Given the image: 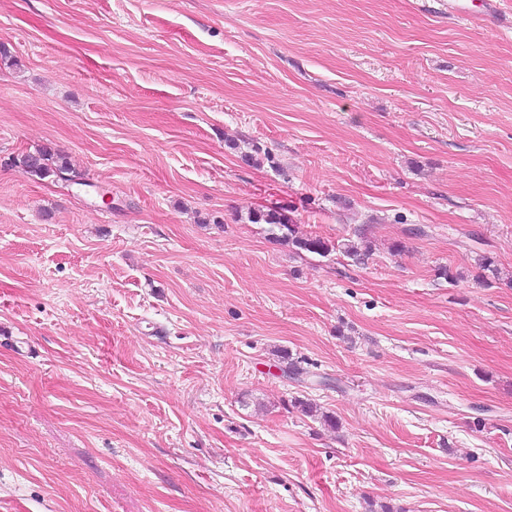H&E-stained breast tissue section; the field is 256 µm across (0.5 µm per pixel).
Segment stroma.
Wrapping results in <instances>:
<instances>
[{
	"label": "stroma",
	"mask_w": 512,
	"mask_h": 512,
	"mask_svg": "<svg viewBox=\"0 0 512 512\" xmlns=\"http://www.w3.org/2000/svg\"><path fill=\"white\" fill-rule=\"evenodd\" d=\"M479 2L0 0V512H512ZM15 163L20 165L30 174L39 178H57L62 180H71L79 177V174L72 169L66 157L61 154L52 153L49 149H39L32 153L21 154L16 157ZM247 219L252 224H267L270 230L274 232L275 228L281 232L278 239L287 241L298 251H304L320 256L327 255L333 249L330 241L320 236H298L294 224H289L287 216L282 208L254 209L248 212ZM286 230V232H284Z\"/></svg>",
	"instance_id": "1"
}]
</instances>
